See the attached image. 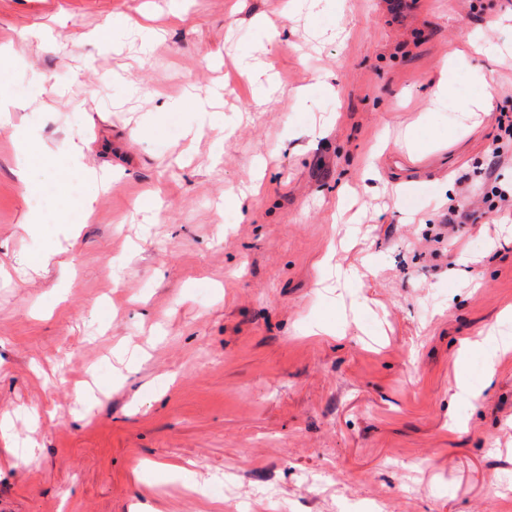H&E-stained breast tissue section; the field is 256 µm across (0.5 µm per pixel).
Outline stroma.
I'll return each mask as SVG.
<instances>
[{"label":"stroma","instance_id":"obj_1","mask_svg":"<svg viewBox=\"0 0 512 512\" xmlns=\"http://www.w3.org/2000/svg\"><path fill=\"white\" fill-rule=\"evenodd\" d=\"M511 16L512 0H0V512H512V354L489 379L462 349L512 334V217L492 197L512 157L491 165L512 57L462 58L454 103L428 110L449 46L512 45ZM269 25L280 88L257 106L237 62ZM478 72L493 109L459 139ZM188 96L207 110L170 111ZM425 114L408 151L398 134ZM18 126L111 166L79 230H26ZM464 198L474 223L433 248ZM84 380L103 392L81 416ZM148 461L184 472L138 480Z\"/></svg>","mask_w":512,"mask_h":512}]
</instances>
